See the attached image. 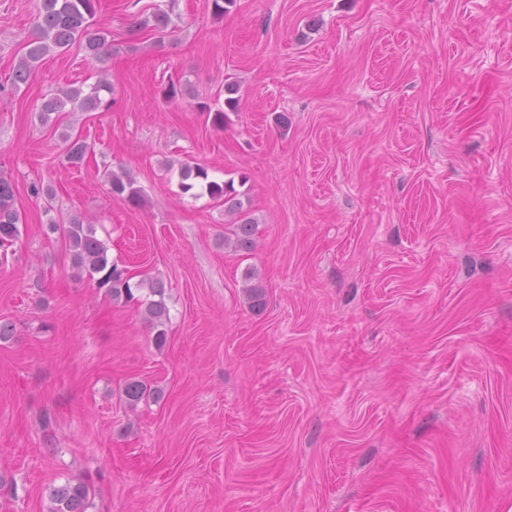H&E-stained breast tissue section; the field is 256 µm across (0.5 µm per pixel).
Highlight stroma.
<instances>
[{
  "label": "stroma",
  "instance_id": "stroma-1",
  "mask_svg": "<svg viewBox=\"0 0 512 512\" xmlns=\"http://www.w3.org/2000/svg\"><path fill=\"white\" fill-rule=\"evenodd\" d=\"M38 6L0 0L22 217L0 258V512H46L73 478L88 512H512V0H99L105 62L74 46L15 88ZM158 8L173 34L133 30ZM102 78L108 107L40 123L45 95ZM229 82L218 129L198 105ZM188 161L239 181L254 251L182 192ZM123 173L142 206L113 196ZM74 215L163 280V347L74 273L47 231Z\"/></svg>",
  "mask_w": 512,
  "mask_h": 512
}]
</instances>
